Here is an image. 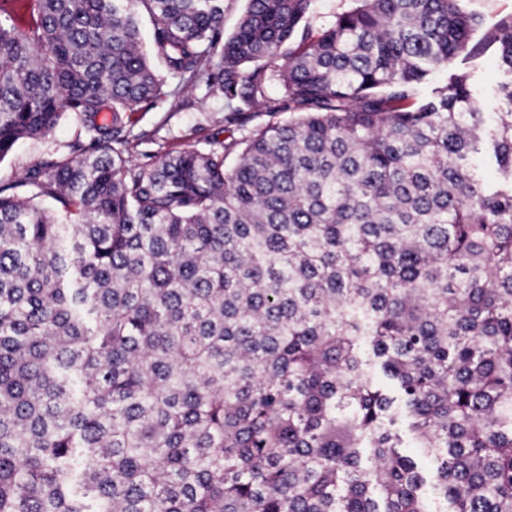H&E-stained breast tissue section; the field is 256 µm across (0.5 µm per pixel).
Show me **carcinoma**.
<instances>
[{"label":"carcinoma","mask_w":512,"mask_h":512,"mask_svg":"<svg viewBox=\"0 0 512 512\" xmlns=\"http://www.w3.org/2000/svg\"><path fill=\"white\" fill-rule=\"evenodd\" d=\"M461 2L0 0V161L80 125L0 182V512H512V14ZM486 46L504 111L417 98ZM170 77L225 125L138 163ZM350 4L349 0H317L314 12L307 19L312 35L316 37L336 12L346 9ZM465 6L468 10L483 16L485 26L474 32L472 43L479 42L486 29L500 16L512 13V0H467ZM77 120L67 114L49 137L21 142L15 150L0 163V182L14 180L36 160L56 150L68 152L67 146L76 140L79 133Z\"/></svg>","instance_id":"obj_1"}]
</instances>
